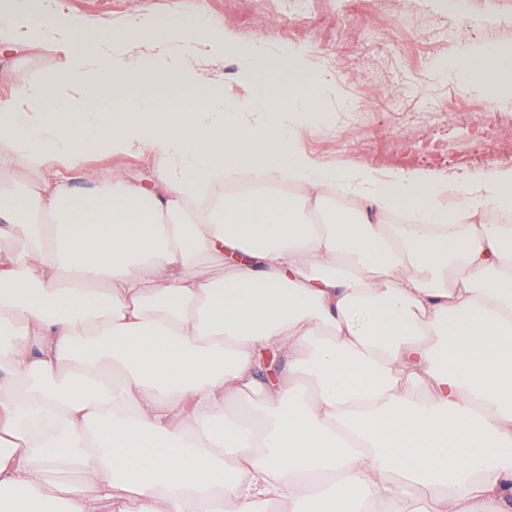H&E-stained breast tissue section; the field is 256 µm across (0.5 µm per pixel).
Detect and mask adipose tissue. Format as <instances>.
<instances>
[{
	"instance_id": "1",
	"label": "adipose tissue",
	"mask_w": 512,
	"mask_h": 512,
	"mask_svg": "<svg viewBox=\"0 0 512 512\" xmlns=\"http://www.w3.org/2000/svg\"><path fill=\"white\" fill-rule=\"evenodd\" d=\"M18 45L57 63L0 98V160L40 175L0 180V240L22 244L0 250V512H512V171L450 211L441 183L319 164L301 119L327 121L333 75L202 15L115 34L33 0L0 9ZM228 49L255 99L199 69ZM455 66L512 98L511 43ZM132 151L156 160L133 181L43 176ZM230 172L259 188L225 194ZM240 397L254 411L228 417Z\"/></svg>"
}]
</instances>
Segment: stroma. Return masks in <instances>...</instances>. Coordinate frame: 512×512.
I'll return each mask as SVG.
<instances>
[{"instance_id":"35a3bbf8","label":"stroma","mask_w":512,"mask_h":512,"mask_svg":"<svg viewBox=\"0 0 512 512\" xmlns=\"http://www.w3.org/2000/svg\"><path fill=\"white\" fill-rule=\"evenodd\" d=\"M64 12L120 28L132 15L168 16L193 8L242 38L310 46L311 63L331 69L336 92L328 126L302 133L300 147L323 165H356L385 177L420 172L449 191L448 209L470 177L512 169V101H498L452 67L460 46L512 42V0H402L395 9L371 0H266L235 9L228 0H60ZM56 64L48 51L0 56V98ZM146 153L52 161L46 178L78 182L122 172L146 173Z\"/></svg>"}]
</instances>
